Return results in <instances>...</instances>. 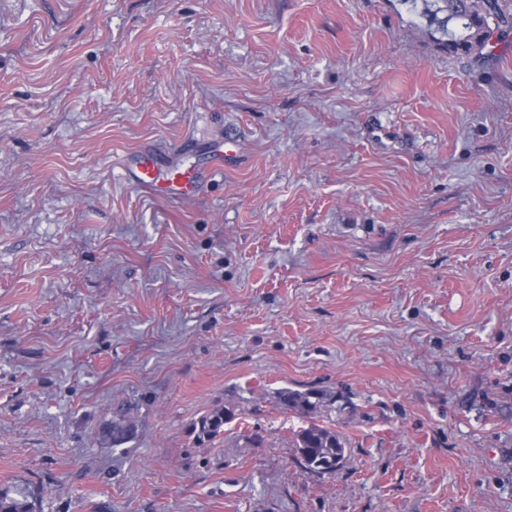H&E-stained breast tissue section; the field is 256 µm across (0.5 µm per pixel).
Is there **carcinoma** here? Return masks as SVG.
<instances>
[{"label": "carcinoma", "mask_w": 512, "mask_h": 512, "mask_svg": "<svg viewBox=\"0 0 512 512\" xmlns=\"http://www.w3.org/2000/svg\"><path fill=\"white\" fill-rule=\"evenodd\" d=\"M429 24L446 37L442 46L450 53L470 55L482 52L492 35L512 31V12L503 7L502 0H434L428 15ZM281 409L302 418L312 419L333 408L336 396L326 392L296 391L282 388L276 392ZM233 414L215 408L199 419L195 425L196 438L200 442L215 439L224 432V424ZM131 420L120 414L112 422L108 433L118 443L130 431ZM294 447L305 468L327 475H334L346 462V441L341 434L312 423L295 436Z\"/></svg>", "instance_id": "cac0c4a2"}]
</instances>
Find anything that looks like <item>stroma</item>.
<instances>
[{"mask_svg": "<svg viewBox=\"0 0 512 512\" xmlns=\"http://www.w3.org/2000/svg\"><path fill=\"white\" fill-rule=\"evenodd\" d=\"M424 11L0 0L1 492L512 512V33L451 54ZM229 131L193 200L124 179L130 151ZM282 388L349 396L317 419L342 470L303 467ZM233 417V414L224 408H215L199 419L195 425L196 438L199 442L215 439L224 433V424Z\"/></svg>", "mask_w": 512, "mask_h": 512, "instance_id": "35a3bbf8", "label": "stroma"}]
</instances>
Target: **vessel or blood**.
<instances>
[{
    "label": "vessel or blood",
    "instance_id": "b4317fda",
    "mask_svg": "<svg viewBox=\"0 0 512 512\" xmlns=\"http://www.w3.org/2000/svg\"><path fill=\"white\" fill-rule=\"evenodd\" d=\"M236 145L237 138L232 134L212 142L208 160L203 165L188 160L187 155L193 147L189 140L178 147L175 157L168 159L145 147L127 157L124 175L136 188L175 202L189 201L198 196L208 178L223 171L224 163L233 155Z\"/></svg>",
    "mask_w": 512,
    "mask_h": 512
}]
</instances>
